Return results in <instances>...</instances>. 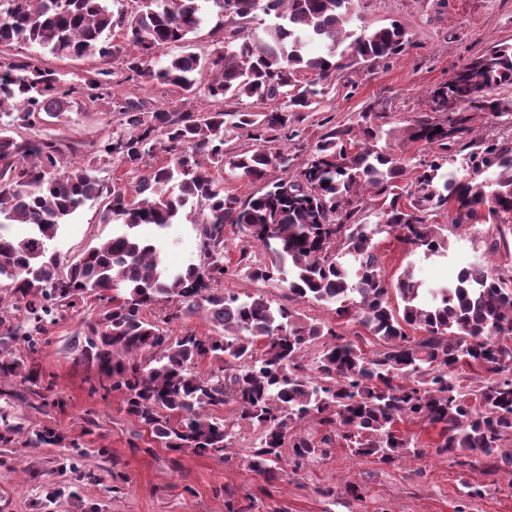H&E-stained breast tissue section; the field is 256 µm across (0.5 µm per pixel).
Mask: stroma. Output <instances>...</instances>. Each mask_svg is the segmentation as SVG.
<instances>
[{
	"label": "stroma",
	"mask_w": 512,
	"mask_h": 512,
	"mask_svg": "<svg viewBox=\"0 0 512 512\" xmlns=\"http://www.w3.org/2000/svg\"><path fill=\"white\" fill-rule=\"evenodd\" d=\"M359 25L377 27L398 21L410 36L406 49L373 65L359 64L332 82L329 93L310 112L301 113L289 138L280 145L293 167H300L318 138L337 128L358 127L369 111L384 113L392 135L384 149L407 165L431 161L436 151L410 140L417 120L445 116L429 109V92L475 53L498 42L512 43V0H359ZM112 90L132 93L150 105L175 106L176 93L168 87L131 81L120 65L112 67ZM104 104L73 105L63 118L52 122L51 133L81 143L98 141L108 129ZM206 213L201 207L183 209L176 224L167 229L162 262L182 268L198 261L195 226ZM112 235L111 225L101 223L97 203H87L63 226L53 243L61 257L71 258L88 244ZM512 242V223L473 224L451 234L447 263L413 262L403 243L394 237L375 238L374 245L388 281H396L407 264H415L419 279L432 283L474 263L502 272L512 271V252L493 250L499 237ZM70 317L52 328L48 343L32 361L51 376L55 393L67 402L65 412L41 413L39 398L27 395L16 409L29 426L48 424L60 434H80L86 414L98 426L96 454L89 466L101 479L87 494L104 512H227L228 506H251L252 512H512V476L489 478L481 467L463 468L452 459L428 455L403 459L392 465L373 457H355L343 447L332 457L302 470L284 465L266 478L248 465L257 432L242 425L235 448L227 459L208 455H180L153 443L130 417L120 393H99L102 376L94 366L78 362L76 330ZM56 448L30 451L15 461L0 447V460L13 461L15 473L0 467V512H37L36 499L43 489L65 483L68 473L59 470ZM481 490L463 496V484ZM357 485L359 498L348 496V485Z\"/></svg>",
	"instance_id": "obj_1"
}]
</instances>
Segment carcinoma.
Listing matches in <instances>:
<instances>
[{"instance_id":"carcinoma-1","label":"carcinoma","mask_w":512,"mask_h":512,"mask_svg":"<svg viewBox=\"0 0 512 512\" xmlns=\"http://www.w3.org/2000/svg\"><path fill=\"white\" fill-rule=\"evenodd\" d=\"M208 3L224 15L222 46L209 52L195 40ZM356 4L136 0L129 12L112 10L109 0H0L1 379L19 380L43 408H63L52 382L12 347L40 353L49 328L73 315L83 337L79 360L95 365L108 380L101 388L120 392L127 414L170 451L223 458L245 423L259 432L249 457L258 474L274 472L285 457L297 471L340 446L386 465L432 451L460 466L477 459L490 477L512 469V448L504 447L512 441V278L474 265L425 289L410 263L390 283L373 244L392 235L425 260L446 258L448 227L429 223L433 212L453 210L455 229L512 214L511 146L481 138L460 163L449 153L468 133L465 112L512 114V44L491 46L430 93L431 111L453 114L413 127L411 139L441 150L430 162L407 169L377 147L384 114L373 112L357 129L321 136L297 173L247 201L224 193L217 177L226 165L256 181L288 167L278 142L293 113L325 96L337 73L405 50L410 39L397 22L351 30ZM260 13L269 17L262 37L251 31ZM116 28L138 55L112 42ZM164 45L180 53L150 65ZM48 55L96 56L106 68L73 82ZM114 63L129 80L175 88L183 105L149 107L112 92L106 77ZM201 93L214 108H195ZM80 100L106 104L116 121L106 137L76 144L41 132ZM236 130L254 148L228 158L225 137ZM158 152L169 163L152 164ZM116 165L138 179L122 184L105 175ZM365 190L381 198L373 222L362 216ZM89 201L100 202L102 223L115 224L112 237L63 259L50 244ZM190 203L207 210L196 225L203 261L171 271L160 258L163 239L139 228L164 230ZM17 223L30 226L19 241L2 233ZM228 225L247 242L233 267L224 262ZM253 247L265 258L252 256ZM239 273L286 287L290 300L335 306L336 320L368 330L372 340L305 322L263 290L224 293V278ZM393 295L400 304L392 305ZM158 306L157 318L144 315ZM187 315L206 319L208 332L172 335ZM16 398L0 390L1 448L68 449L58 467L71 482L48 489L39 512H56L62 498L75 512H100L83 496L99 484L83 440L95 419L68 439L47 424L25 427ZM226 405L232 421L216 415ZM304 423L311 429H300ZM401 423L438 425L439 439L422 443Z\"/></svg>"}]
</instances>
